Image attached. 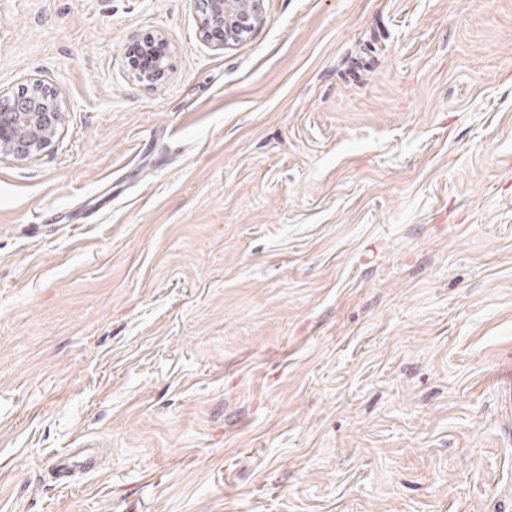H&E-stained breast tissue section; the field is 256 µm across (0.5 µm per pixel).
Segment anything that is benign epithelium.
I'll return each mask as SVG.
<instances>
[{
  "label": "benign epithelium",
  "instance_id": "obj_1",
  "mask_svg": "<svg viewBox=\"0 0 512 512\" xmlns=\"http://www.w3.org/2000/svg\"><path fill=\"white\" fill-rule=\"evenodd\" d=\"M199 12V33L216 50L243 40L258 22L263 0H194ZM134 51L151 60L135 77L148 84L163 74V57L156 37L143 36L133 42ZM33 92L9 95L0 88V160L28 162L58 134L64 111L54 92L35 79Z\"/></svg>",
  "mask_w": 512,
  "mask_h": 512
}]
</instances>
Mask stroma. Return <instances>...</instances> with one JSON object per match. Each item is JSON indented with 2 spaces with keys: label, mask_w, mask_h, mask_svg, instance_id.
<instances>
[{
  "label": "stroma",
  "mask_w": 512,
  "mask_h": 512,
  "mask_svg": "<svg viewBox=\"0 0 512 512\" xmlns=\"http://www.w3.org/2000/svg\"><path fill=\"white\" fill-rule=\"evenodd\" d=\"M32 78L0 512H512V0H264L221 50L194 0H0ZM135 54L142 58L151 60L152 65L149 69L140 68L135 70V77L143 83L153 84L157 82L163 74V57L159 50V44L156 37L152 35L143 36L133 42ZM31 80V94L10 96L0 87V160L32 161L63 125L56 94L42 80ZM95 458L83 448H68L54 458L50 476L57 483H68L67 479L77 471L96 470Z\"/></svg>",
  "instance_id": "1"
}]
</instances>
